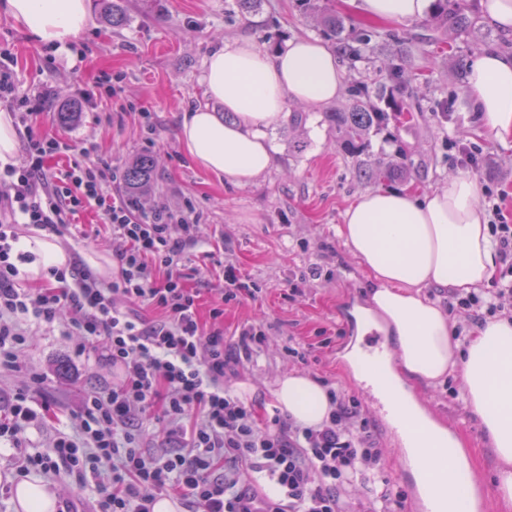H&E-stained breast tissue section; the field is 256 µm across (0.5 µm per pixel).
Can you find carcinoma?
I'll return each mask as SVG.
<instances>
[{
    "instance_id": "cac0c4a2",
    "label": "carcinoma",
    "mask_w": 512,
    "mask_h": 512,
    "mask_svg": "<svg viewBox=\"0 0 512 512\" xmlns=\"http://www.w3.org/2000/svg\"><path fill=\"white\" fill-rule=\"evenodd\" d=\"M301 6L317 9L323 13L325 37L336 42V52L350 64L364 59L363 52L376 49L379 40L385 37L374 27L360 31L345 32L342 20L336 17L331 0H298ZM433 20L435 26L448 31V0H435ZM407 60L400 55L387 67L382 79L369 83L355 79L349 87L350 104L344 112L324 113V122L329 130L336 133V141L344 146L354 160L355 176L366 182L391 180L408 174L409 168L403 159L406 153L399 146L396 153L402 159L400 163H378L375 168L365 166L361 156L368 146L370 134L380 132L391 118L386 106L395 102V98H410L409 81L406 74ZM155 166L154 157L142 154L136 157L124 173V182L131 194L137 199L151 182Z\"/></svg>"
}]
</instances>
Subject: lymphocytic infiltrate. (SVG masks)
Wrapping results in <instances>:
<instances>
[{
	"label": "lymphocytic infiltrate",
	"mask_w": 512,
	"mask_h": 512,
	"mask_svg": "<svg viewBox=\"0 0 512 512\" xmlns=\"http://www.w3.org/2000/svg\"><path fill=\"white\" fill-rule=\"evenodd\" d=\"M47 98L20 93L13 53L0 47V102L25 124L41 114ZM73 155L65 171L50 159ZM107 161L92 158L76 141L27 128L20 163L0 164V367H16L25 342L23 321L53 322L69 315L76 335L98 340L122 371L106 392L88 394L82 406L86 446L69 437L25 455L21 471L81 473L94 458L107 466L95 512H153L159 496L181 493L197 512H349L344 498L355 478L383 479L382 454L366 429L358 403L332 395L333 409L319 426L303 427L273 414L258 423L252 406L226 384L261 351L264 335L243 327L224 337L213 308L199 316L197 296L186 286L181 259L197 244L192 212H140L105 179ZM95 210L112 228L117 272L112 280L77 272L75 264L49 268L45 287L28 288L30 253L18 250L31 231L63 235L75 216ZM491 231L503 266L494 287L458 298L475 322L489 316L512 319V224L489 205ZM155 312L156 320L145 317ZM157 413L171 451H140L134 422ZM277 488L268 496L259 478Z\"/></svg>",
	"instance_id": "obj_1"
}]
</instances>
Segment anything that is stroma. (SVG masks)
<instances>
[{"instance_id": "1", "label": "stroma", "mask_w": 512, "mask_h": 512, "mask_svg": "<svg viewBox=\"0 0 512 512\" xmlns=\"http://www.w3.org/2000/svg\"><path fill=\"white\" fill-rule=\"evenodd\" d=\"M118 2L126 17L124 27L112 28L99 0H89V25L76 39L75 51L52 60L42 43L0 13V38L13 48L20 92H52L47 114L31 122L35 133L85 142L119 174L137 155L154 157L153 181L140 202L148 211L193 210L202 240L187 250L183 262L192 270L191 287L202 291L201 316L220 305L226 337L237 336L246 325L264 334L257 364H244L227 380L253 405L257 418L273 413L277 380L291 370L306 372L341 394L355 395V369L346 343L357 332L355 311L365 303L368 284L336 226L348 204L371 185L354 177L352 158L322 122L323 112L348 107V95L325 105H288L286 119L266 131L272 167L245 186L203 171L180 139L183 113L204 100L201 78L215 48L225 40L246 37L273 53L296 38L319 40L320 16L302 10L297 0H263L255 15L241 12L234 0ZM464 15L465 24L449 43L437 40L429 17L392 24L398 41H383L368 61L345 67L344 74L349 80L358 72L375 79L393 55L403 52L408 57L415 118L404 124L390 120L386 129L371 136L364 155L372 163L380 153L404 146L411 162L409 176L383 182V189L429 192L465 174L476 178L481 189L492 191L504 217L512 221V140L501 141L479 125L467 94L473 58L491 46L511 51L512 41L483 22L479 0H471ZM102 72L112 77L111 94L85 101L92 76ZM444 97L453 105L447 118L435 110ZM73 103L81 112L79 121L59 123L57 112ZM294 141L303 142L302 153L289 150ZM462 146L479 150L477 165L459 162ZM76 222L85 240L76 243L65 235L61 241L77 252L80 268H88L93 257L111 258L109 228L90 212L77 214ZM228 265L247 278L254 297L222 303L217 286ZM26 329L29 338L18 354V369L0 368V416L7 414L16 393L26 391L37 417L22 432L20 448L42 450L62 435L82 441L85 394L110 390L120 372L94 341L77 351L80 341L67 330L65 318L51 324L33 320ZM290 344L311 347L312 352L303 360L289 357L285 349ZM36 373L41 376L37 382L32 379ZM414 391L442 425L455 429L458 441L469 450L474 478L484 481L487 499H494L497 463L478 419L458 400L452 384L418 385ZM360 410L383 451L391 490L404 491L398 433L387 429L368 404H361ZM105 477L104 468L89 461L80 480L64 469L51 475L33 472L28 479L48 486L70 512H92Z\"/></svg>"}]
</instances>
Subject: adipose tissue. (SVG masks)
<instances>
[{"mask_svg": "<svg viewBox=\"0 0 512 512\" xmlns=\"http://www.w3.org/2000/svg\"><path fill=\"white\" fill-rule=\"evenodd\" d=\"M369 22L392 24L422 18L430 0H348ZM7 16L42 44L65 52L89 22V0H6ZM206 105L185 112L181 139L204 170L244 184L272 163L266 127L285 117L287 102L319 105L336 100L344 72L316 39L298 38L269 54L249 39L225 41L206 61ZM467 93L482 124L501 141L512 138V52L490 47L470 64ZM234 115L219 119L210 102ZM371 285L360 308L359 333L384 328L395 338L396 365H377L385 382L396 373L425 386L454 380L459 398L476 415L498 461L499 506L512 507V319L493 318L468 341L454 339L448 315L428 289L468 294L490 284L500 264L498 244L479 204L474 178L460 176L441 190L413 193L374 190L350 204L338 229ZM275 399L301 426L330 414L326 390L307 374L291 371ZM430 454L425 475L434 495L427 512H472L463 493L464 466L448 452L444 430L424 432Z\"/></svg>", "mask_w": 512, "mask_h": 512, "instance_id": "1", "label": "adipose tissue"}]
</instances>
